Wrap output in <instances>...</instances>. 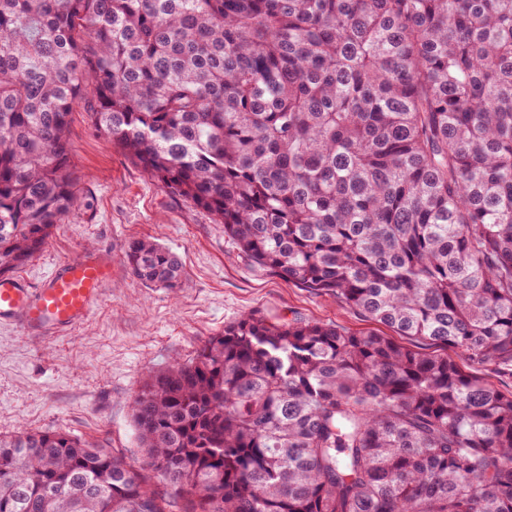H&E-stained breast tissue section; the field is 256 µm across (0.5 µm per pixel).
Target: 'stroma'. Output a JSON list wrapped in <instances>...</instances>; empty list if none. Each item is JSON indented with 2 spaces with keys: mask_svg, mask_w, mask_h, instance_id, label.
I'll return each instance as SVG.
<instances>
[{
  "mask_svg": "<svg viewBox=\"0 0 512 512\" xmlns=\"http://www.w3.org/2000/svg\"><path fill=\"white\" fill-rule=\"evenodd\" d=\"M69 138L77 204L18 274L38 285L57 262L86 250L111 253L114 272L99 305L74 331L42 337L0 327V436L22 428L63 431L138 462L129 402L144 373L187 361L240 314L372 329L334 297L281 280L245 257L223 225L168 193L97 134L84 106L73 111ZM135 238L178 255L179 288H156L131 274L123 251Z\"/></svg>",
  "mask_w": 512,
  "mask_h": 512,
  "instance_id": "1",
  "label": "stroma"
}]
</instances>
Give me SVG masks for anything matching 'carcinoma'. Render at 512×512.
Segmentation results:
<instances>
[{"mask_svg": "<svg viewBox=\"0 0 512 512\" xmlns=\"http://www.w3.org/2000/svg\"><path fill=\"white\" fill-rule=\"evenodd\" d=\"M79 102L252 261L393 335L245 312L147 374L142 464L0 437V512H512V392L480 374L512 366V0H0L1 277L75 207ZM124 260L181 283L150 239Z\"/></svg>", "mask_w": 512, "mask_h": 512, "instance_id": "obj_1", "label": "carcinoma"}]
</instances>
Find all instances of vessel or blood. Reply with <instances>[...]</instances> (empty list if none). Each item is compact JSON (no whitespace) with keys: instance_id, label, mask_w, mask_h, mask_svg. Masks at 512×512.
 Returning <instances> with one entry per match:
<instances>
[{"instance_id":"vessel-or-blood-1","label":"vessel or blood","mask_w":512,"mask_h":512,"mask_svg":"<svg viewBox=\"0 0 512 512\" xmlns=\"http://www.w3.org/2000/svg\"><path fill=\"white\" fill-rule=\"evenodd\" d=\"M111 278V256L91 252L58 262L36 288L21 277H0V324L27 334L71 331L98 305Z\"/></svg>"}]
</instances>
